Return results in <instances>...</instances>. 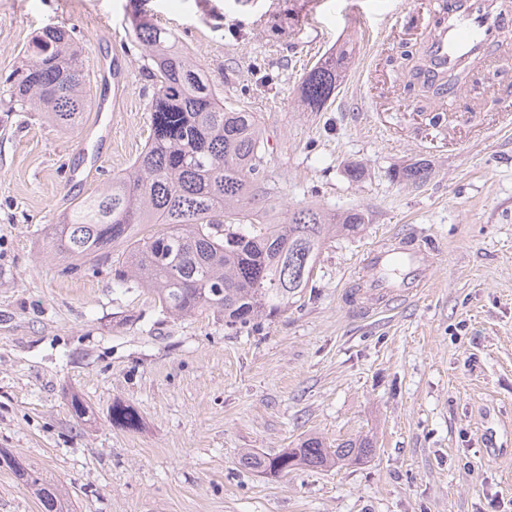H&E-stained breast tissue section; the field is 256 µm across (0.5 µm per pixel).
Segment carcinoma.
I'll return each mask as SVG.
<instances>
[{
  "label": "carcinoma",
  "mask_w": 512,
  "mask_h": 512,
  "mask_svg": "<svg viewBox=\"0 0 512 512\" xmlns=\"http://www.w3.org/2000/svg\"><path fill=\"white\" fill-rule=\"evenodd\" d=\"M133 31L154 81L148 140L101 192L75 200L54 227V254L73 275L112 264L115 280L142 289L171 316L211 312L237 330L284 314L305 297L325 245L359 233L366 214L307 204L288 211L282 224L256 222L254 205L275 191L264 129L252 113L224 108L215 85L171 32L141 14L133 15ZM345 58L341 50L307 73L301 98L310 109L331 98ZM9 84L10 108L41 112L62 130L78 126L92 107L81 51L59 26L32 38ZM109 417L127 429L139 422L120 401ZM372 451L368 438L329 448L310 436L273 457L247 451L240 465L281 477L297 467L360 461ZM0 457L41 512H70L57 482L3 448Z\"/></svg>",
  "instance_id": "1"
}]
</instances>
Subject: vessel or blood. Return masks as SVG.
<instances>
[{
  "mask_svg": "<svg viewBox=\"0 0 512 512\" xmlns=\"http://www.w3.org/2000/svg\"><path fill=\"white\" fill-rule=\"evenodd\" d=\"M439 22L425 39L416 82L439 99L467 100L452 74L477 72L512 57V0H439ZM408 234L379 246L365 259L362 294L367 311L386 307L426 287L434 265V249Z\"/></svg>",
  "mask_w": 512,
  "mask_h": 512,
  "instance_id": "b4317fda",
  "label": "vessel or blood"
}]
</instances>
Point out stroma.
Listing matches in <instances>:
<instances>
[{
	"instance_id": "1",
	"label": "stroma",
	"mask_w": 512,
	"mask_h": 512,
	"mask_svg": "<svg viewBox=\"0 0 512 512\" xmlns=\"http://www.w3.org/2000/svg\"><path fill=\"white\" fill-rule=\"evenodd\" d=\"M139 2L225 106L265 127L277 192L261 222L311 201L369 222L325 246L299 306L242 330L170 317L107 265L63 272L51 226L143 150L153 85L129 0H0V448L63 484L74 512H512V98L500 99L512 62L495 83L477 74L471 113L403 91L426 0H406L373 51L363 31L393 0ZM48 26L81 47L92 97H116L111 135L92 111L72 131L9 111L7 79ZM343 47L334 95L310 111L306 73ZM107 63L121 94L101 82ZM93 150L95 178L74 183ZM418 165L425 181H393ZM416 226L439 247L431 287L362 311L364 256ZM74 393L90 417L72 415ZM116 400L137 409L139 429L111 426ZM308 436L331 447L366 437L374 450L284 477L239 463Z\"/></svg>"
}]
</instances>
